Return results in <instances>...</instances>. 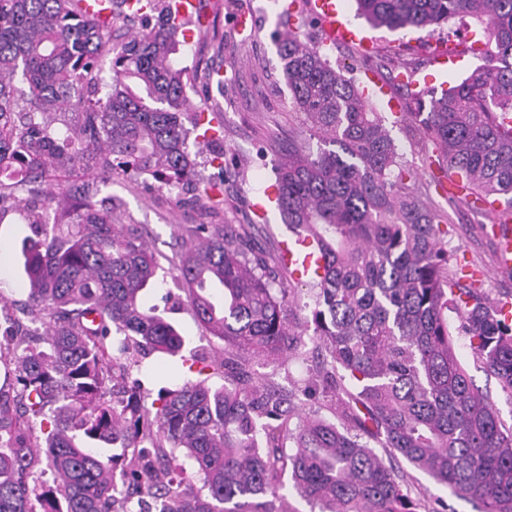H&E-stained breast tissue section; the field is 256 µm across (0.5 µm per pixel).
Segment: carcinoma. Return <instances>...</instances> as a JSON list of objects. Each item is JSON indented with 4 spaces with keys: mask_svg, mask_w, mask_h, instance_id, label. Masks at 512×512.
Returning a JSON list of instances; mask_svg holds the SVG:
<instances>
[{
    "mask_svg": "<svg viewBox=\"0 0 512 512\" xmlns=\"http://www.w3.org/2000/svg\"><path fill=\"white\" fill-rule=\"evenodd\" d=\"M81 2L0 0V176L14 180L0 181V209L18 200L13 185L26 186L21 202L41 227L23 249V313L40 325V343L21 349L0 339V363L14 375V385L0 387V512H141L145 496L158 512H284V474L311 512H419L392 457L482 512H512V428L461 365L448 310L510 391L512 321L481 301L476 282L450 289L459 272L444 243L448 220L409 185L413 172L381 113L297 33L278 47L291 103L335 149H288L275 170L276 206L324 257L312 284L315 349L352 430L293 421V395L246 369L250 356L276 359L293 346L287 289L279 261L241 233L206 224L177 270L196 318L224 351L197 354L207 377L167 390L157 407L126 385L140 352L177 357L185 344L143 301L155 257L112 200H96L86 186L71 203L46 178L78 166L102 183L133 171L180 189L195 180L189 128L203 112L172 61L181 26L163 0H147L142 11L111 0L124 19H155L115 43L112 23ZM356 2L376 28L422 30L458 16L482 25L488 65L431 97L427 112L402 84L415 105L405 119L493 223L512 218L493 208L503 196L512 208V0ZM106 56L113 61L103 86ZM56 112L83 121L60 132ZM195 191L197 201L223 203L221 183ZM62 209L69 220L50 222ZM114 331L123 335L116 349ZM212 376L224 384L208 383ZM43 465L51 487L39 483Z\"/></svg>",
    "mask_w": 512,
    "mask_h": 512,
    "instance_id": "1",
    "label": "carcinoma"
}]
</instances>
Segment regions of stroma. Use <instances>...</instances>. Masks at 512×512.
Returning <instances> with one entry per match:
<instances>
[{"mask_svg":"<svg viewBox=\"0 0 512 512\" xmlns=\"http://www.w3.org/2000/svg\"><path fill=\"white\" fill-rule=\"evenodd\" d=\"M290 0H204L210 18L208 28L193 27L192 35L179 44L174 56L177 66L191 77L186 94L192 104L207 102L204 118L224 132V158L212 160L209 153L196 157V170L201 182L224 185V202L211 209L198 203L193 192H176L148 175L127 173L113 176L99 184V198H112L121 203L124 221L135 224L143 232L159 265L158 282L146 295V306L157 308L166 321L185 338V354L202 351L219 352L223 340L209 333L194 318L186 294L178 286L176 265L181 252L200 224L231 225L257 240L269 254L280 255L282 244L291 233L277 209L259 213L257 203L275 182L277 147L307 141L318 148L317 137L309 135L302 116L295 112L285 83L277 40L281 33L296 28L302 37L327 44L333 65L348 68L357 84L375 80L380 91L371 99L376 111L389 115L391 105H404L399 87L401 76H409L417 91L440 92L449 84L461 81L477 66L480 56L467 53L438 63L433 52L436 44L467 33L482 36L483 31L471 19H456L436 31H391L374 28L356 15L354 0H336L337 9L349 26L372 39L371 50L354 42H328L324 28L307 10H292ZM249 14L254 26L239 32L237 19ZM398 152L416 173V188L433 207L449 215L451 222L446 237L453 253L452 264L463 273L483 272L480 293L487 304L512 303V269L500 270L495 262V242L487 233L488 218L472 199L451 200L446 188L448 178H435L428 166L427 149L419 135L397 125L392 129ZM17 207L0 210V251L7 257L0 271V296L9 301L0 311V331L7 323L18 322L24 332H32L22 313L27 296V279L23 269L22 245L35 238ZM290 287V325L296 326L298 343L276 361L254 359L250 369L272 385L297 393L302 418H323L338 427H347V419L337 414L336 399L324 392L303 396L304 387L316 376L319 359L311 331L304 325L311 318L313 297L310 284L285 276ZM456 352L475 385L487 395L506 426H512V393L504 391L497 379L480 364L469 347L464 333L454 338ZM140 388L149 399H158L165 390L187 380H196L180 359L161 360L155 353L140 356L132 371ZM400 481L411 497L426 512H481L480 507L441 487L424 472L403 459L392 462Z\"/></svg>","mask_w":512,"mask_h":512,"instance_id":"stroma-1","label":"stroma"}]
</instances>
